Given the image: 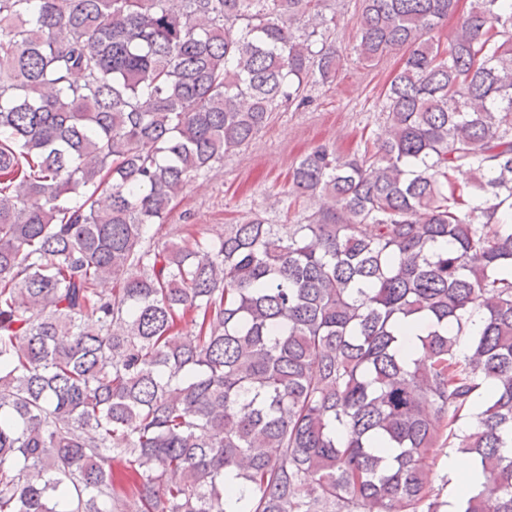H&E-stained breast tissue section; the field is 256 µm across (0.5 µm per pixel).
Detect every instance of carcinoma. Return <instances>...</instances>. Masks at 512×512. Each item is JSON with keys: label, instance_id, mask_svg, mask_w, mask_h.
Listing matches in <instances>:
<instances>
[{"label": "carcinoma", "instance_id": "cac0c4a2", "mask_svg": "<svg viewBox=\"0 0 512 512\" xmlns=\"http://www.w3.org/2000/svg\"><path fill=\"white\" fill-rule=\"evenodd\" d=\"M324 2L0 0V512H442L445 448L512 512V0L445 49L457 0H363L404 57L363 152L292 169L319 208L151 234L336 81Z\"/></svg>", "mask_w": 512, "mask_h": 512}]
</instances>
